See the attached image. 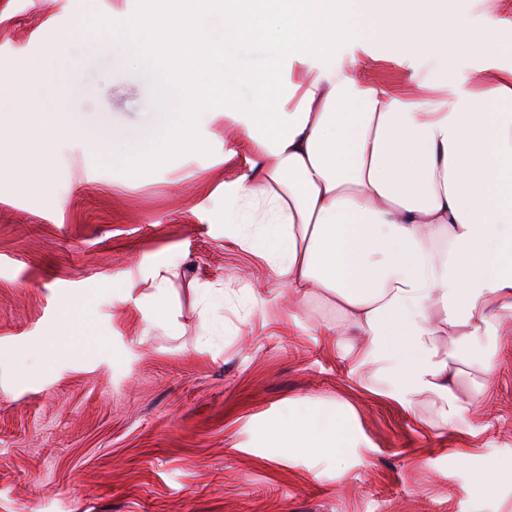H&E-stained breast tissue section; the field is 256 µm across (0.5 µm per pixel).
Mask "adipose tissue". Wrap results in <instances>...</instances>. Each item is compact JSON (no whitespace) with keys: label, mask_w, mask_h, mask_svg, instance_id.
I'll use <instances>...</instances> for the list:
<instances>
[{"label":"adipose tissue","mask_w":512,"mask_h":512,"mask_svg":"<svg viewBox=\"0 0 512 512\" xmlns=\"http://www.w3.org/2000/svg\"><path fill=\"white\" fill-rule=\"evenodd\" d=\"M150 2L126 27L140 66L163 64L194 112L223 114L247 153L224 184L225 237L323 314L352 372L416 420L470 432L494 342L512 334V64L460 80L453 54L494 46L497 12L472 36L447 0H223L218 42L200 18L210 0ZM222 42L271 49L263 70L239 74L256 88L248 110L233 86L191 81ZM369 42L405 65V84L364 76L356 52ZM78 66L65 49L31 65L8 85L14 111L36 112L44 93L68 113ZM201 146L187 114L132 160ZM179 270L174 258L144 268L149 325L169 323ZM257 445L344 456L370 442L351 405L312 400Z\"/></svg>","instance_id":"ef3b65f1"}]
</instances>
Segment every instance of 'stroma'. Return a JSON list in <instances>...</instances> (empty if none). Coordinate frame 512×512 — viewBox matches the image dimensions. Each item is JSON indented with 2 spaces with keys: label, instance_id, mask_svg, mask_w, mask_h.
<instances>
[{
  "label": "stroma",
  "instance_id": "1",
  "mask_svg": "<svg viewBox=\"0 0 512 512\" xmlns=\"http://www.w3.org/2000/svg\"><path fill=\"white\" fill-rule=\"evenodd\" d=\"M147 0H0V80L52 56L77 29L95 31ZM71 122L116 132L121 148L43 132L45 181L0 173V512H503L470 492L473 473L512 454V343L472 432L416 421L351 374L313 312L281 292L270 269L224 236V183L244 164L224 117L197 126L205 150L130 167L127 146L180 123L184 88L163 70L118 68L87 40ZM270 50L211 57L200 81L234 85L240 106ZM177 253L173 330L147 329L142 268ZM239 281L204 307L202 289ZM265 297L254 304V295ZM79 301L69 319L63 307ZM352 405L370 440L348 459L258 448L289 401ZM467 452L472 466L459 468Z\"/></svg>",
  "mask_w": 512,
  "mask_h": 512
}]
</instances>
